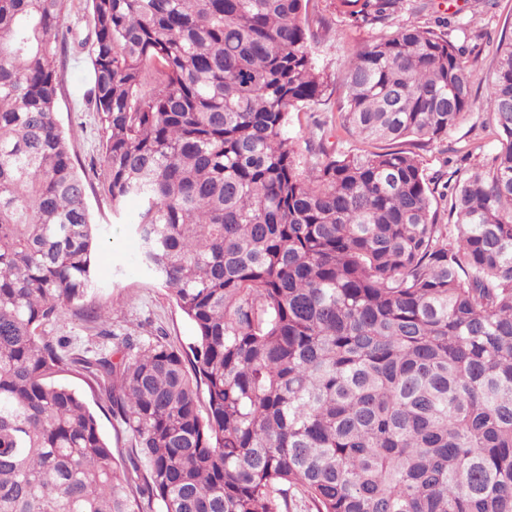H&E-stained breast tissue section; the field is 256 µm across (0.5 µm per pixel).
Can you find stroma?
Returning a JSON list of instances; mask_svg holds the SVG:
<instances>
[{"mask_svg":"<svg viewBox=\"0 0 512 512\" xmlns=\"http://www.w3.org/2000/svg\"><path fill=\"white\" fill-rule=\"evenodd\" d=\"M321 17L329 21L328 29H320L318 19L310 20L311 29L319 30L315 55L320 69L330 75L341 73L352 50L383 34V26L352 28L333 16L331 0H318ZM447 22L452 38H467L476 57L473 92L484 98L496 66V47L500 39L512 38V0H407L405 8L391 21L392 27H438ZM91 30L86 0H72L71 15L56 39L60 65L58 119L71 137L76 168L87 186L86 201L91 216L99 224L103 246L95 271L96 287L91 300L113 310L107 322L63 313L53 324L57 335L73 340L77 347H111L124 339L141 343L161 336L171 345L188 349L195 336L191 323L182 314L167 291L139 265V244L126 225L113 221L112 207L106 191L107 179L100 155L102 130L99 118L86 99L91 84L92 64L82 39ZM343 97L340 83H333L323 114L292 112L288 115L287 131L295 156L301 166L314 160L317 143L326 147L343 142L352 146L351 137H338L340 125L338 106ZM325 120L326 126L318 139L309 131L314 120ZM500 149L497 131L490 112L475 107L451 128L443 140L420 147L418 153L430 176L444 169L457 170L465 177L490 164ZM64 383L82 394L96 415L104 436L112 445L115 457L127 455L129 438L122 432L108 408L102 407L85 381L75 375H64Z\"/></svg>","mask_w":512,"mask_h":512,"instance_id":"stroma-1","label":"stroma"}]
</instances>
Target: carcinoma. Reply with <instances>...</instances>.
I'll use <instances>...</instances> for the list:
<instances>
[{
  "label": "carcinoma",
  "instance_id": "cac0c4a2",
  "mask_svg": "<svg viewBox=\"0 0 512 512\" xmlns=\"http://www.w3.org/2000/svg\"><path fill=\"white\" fill-rule=\"evenodd\" d=\"M112 211L192 323L76 351L103 242L56 111L71 0H0V512H512V42L465 179L423 146L475 106L449 34L398 27L339 77L357 145L300 168L288 113L327 104L311 0H88ZM406 0H334L351 27ZM444 201L452 225L437 223ZM88 381L130 437L118 460ZM205 389L206 401L200 400Z\"/></svg>",
  "mask_w": 512,
  "mask_h": 512
}]
</instances>
